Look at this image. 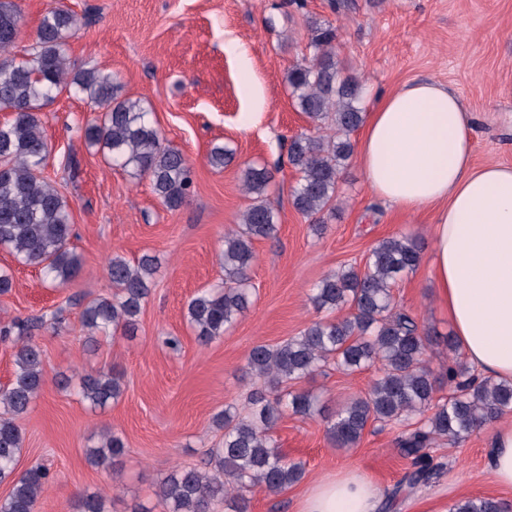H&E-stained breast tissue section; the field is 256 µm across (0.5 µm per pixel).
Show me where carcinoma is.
Returning a JSON list of instances; mask_svg holds the SVG:
<instances>
[{
	"mask_svg": "<svg viewBox=\"0 0 512 512\" xmlns=\"http://www.w3.org/2000/svg\"><path fill=\"white\" fill-rule=\"evenodd\" d=\"M76 27L71 10L47 11L25 54L12 57V65L0 69V110L11 113L10 119L0 123V248L18 263L39 268L44 281L59 288L75 279L82 258L70 248V204L43 176L50 155L39 115L44 104L68 92L85 96L104 110L101 119L85 127L88 147L132 177H148L167 209L185 205L192 186L188 160L165 144L142 101L121 96L112 75L76 68L69 54ZM19 37L17 3L0 0V58L11 57ZM334 40L332 27L317 29L309 45L312 54L293 65L287 75L291 96L314 129L328 124L336 130L333 137L301 133L291 139L289 161L299 173L292 205L306 217L322 213L336 198L340 174L353 155L350 134L364 121L359 107L362 85L354 77L340 76ZM232 157L233 150L216 145L209 163L222 167ZM271 181L272 174L264 166L242 169V188L253 203L243 212L240 224L224 233V282L197 292L187 302V321L202 345L224 336L251 304L254 241L273 238L279 229L278 211L267 198ZM421 259L417 238L396 235L370 250L364 268L344 265L324 275L311 289L309 300L328 316L311 322L281 346L259 344L250 350L247 369L267 379L269 392L252 393L245 414L227 406L215 417L224 429V439L206 453L207 469L177 467L158 481L154 495L162 512H213L218 502L224 504V512H247L244 492L251 486L263 484L277 493L296 483L304 474L303 465L288 460L271 435L284 406L302 416L325 417L327 435L338 448L355 447L371 420L403 427L399 451L411 460L412 469L387 494L390 505L433 478L431 449L439 439L464 441L512 413V382L470 374L451 337L444 339L453 354L445 374L437 376L426 366L432 342L410 314L397 308L392 295L397 279L416 270ZM158 268L156 256L145 254L135 262L113 256L107 274L114 292L91 301L82 313L90 334L134 333ZM346 307L350 314L331 317ZM33 328L31 322H18L0 329L6 337L16 333L14 377L0 390V484H11L8 496L0 500V512H34L51 481L40 465L17 473L23 433L16 419L31 409L45 377ZM375 364L380 375L369 390L332 415H325L319 396L308 390L289 392V399H282L284 385L327 365L352 374ZM445 384L448 397H437ZM78 387L95 408L102 409L122 395L121 379L110 370L79 376ZM124 451L120 436L104 434L97 446L86 449V458L95 467L107 468ZM74 512H107L105 498L84 494ZM449 512H512V505L494 497L465 498L453 502Z\"/></svg>",
	"mask_w": 512,
	"mask_h": 512,
	"instance_id": "1",
	"label": "carcinoma"
}]
</instances>
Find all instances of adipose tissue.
<instances>
[{"label":"adipose tissue","mask_w":512,"mask_h":512,"mask_svg":"<svg viewBox=\"0 0 512 512\" xmlns=\"http://www.w3.org/2000/svg\"><path fill=\"white\" fill-rule=\"evenodd\" d=\"M461 98L418 80L380 98L357 159L371 193L409 215L434 211L433 277L453 337L479 374L512 381V166H474ZM367 477L345 472L307 487L298 512H380Z\"/></svg>","instance_id":"ef3b65f1"}]
</instances>
